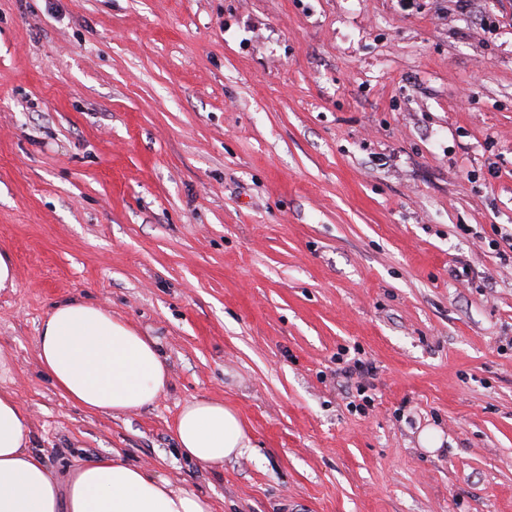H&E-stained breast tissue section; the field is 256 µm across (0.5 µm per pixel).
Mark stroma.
Segmentation results:
<instances>
[{
	"instance_id": "stroma-1",
	"label": "stroma",
	"mask_w": 512,
	"mask_h": 512,
	"mask_svg": "<svg viewBox=\"0 0 512 512\" xmlns=\"http://www.w3.org/2000/svg\"><path fill=\"white\" fill-rule=\"evenodd\" d=\"M505 238L512 0H0V350L57 474L117 451L216 512H512ZM72 297L156 340L152 406L46 377ZM193 400L251 451L183 456ZM173 432L180 451L208 467L243 456L252 448L246 424L236 409L217 400H194L178 413Z\"/></svg>"
}]
</instances>
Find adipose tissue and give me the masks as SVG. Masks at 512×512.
<instances>
[{
	"label": "adipose tissue",
	"instance_id": "obj_1",
	"mask_svg": "<svg viewBox=\"0 0 512 512\" xmlns=\"http://www.w3.org/2000/svg\"><path fill=\"white\" fill-rule=\"evenodd\" d=\"M38 358L60 392L93 412L139 411L168 385L167 364L152 338L76 298L56 303L42 322ZM173 432L180 451L208 467L251 447L237 410L217 400L186 403ZM29 434L14 393L0 391V512H214L209 498L117 455L84 464L59 482L29 449Z\"/></svg>",
	"mask_w": 512,
	"mask_h": 512
}]
</instances>
